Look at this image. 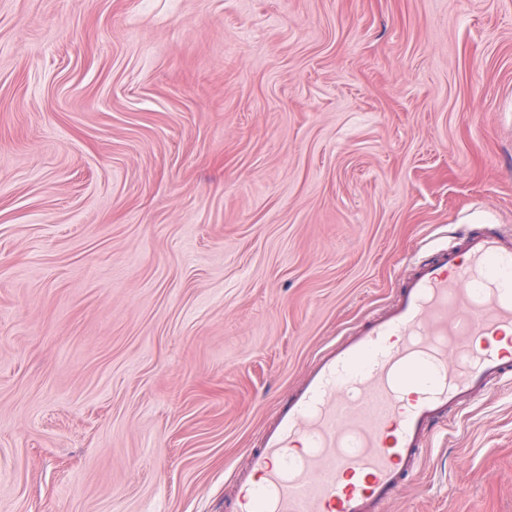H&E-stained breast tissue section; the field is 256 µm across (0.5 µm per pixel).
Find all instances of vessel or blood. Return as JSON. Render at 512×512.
<instances>
[{"mask_svg":"<svg viewBox=\"0 0 512 512\" xmlns=\"http://www.w3.org/2000/svg\"><path fill=\"white\" fill-rule=\"evenodd\" d=\"M512 234L417 263L391 311L322 353L224 512H379L453 408L512 381Z\"/></svg>","mask_w":512,"mask_h":512,"instance_id":"vessel-or-blood-1","label":"vessel or blood"}]
</instances>
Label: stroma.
Masks as SVG:
<instances>
[{
	"label": "stroma",
	"mask_w": 512,
	"mask_h": 512,
	"mask_svg": "<svg viewBox=\"0 0 512 512\" xmlns=\"http://www.w3.org/2000/svg\"><path fill=\"white\" fill-rule=\"evenodd\" d=\"M512 226V0H0V512H224L315 357ZM380 512H512V384Z\"/></svg>",
	"instance_id": "obj_1"
}]
</instances>
